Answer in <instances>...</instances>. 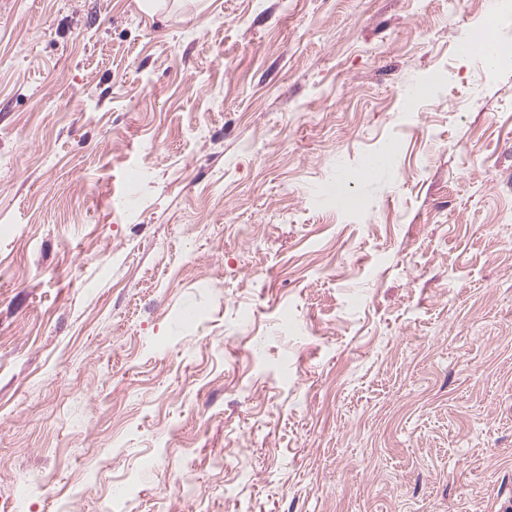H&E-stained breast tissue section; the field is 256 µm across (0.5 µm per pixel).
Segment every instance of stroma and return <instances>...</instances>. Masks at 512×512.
Here are the masks:
<instances>
[{
    "label": "stroma",
    "instance_id": "obj_1",
    "mask_svg": "<svg viewBox=\"0 0 512 512\" xmlns=\"http://www.w3.org/2000/svg\"><path fill=\"white\" fill-rule=\"evenodd\" d=\"M164 2L0 0V512H512L488 0ZM470 39L475 43V47L480 51V55L484 57L488 62L494 63L500 56V37L497 35V27L495 24H487L481 29L477 35H471ZM489 42L494 43V51L492 55H487L485 52L486 45Z\"/></svg>",
    "mask_w": 512,
    "mask_h": 512
}]
</instances>
